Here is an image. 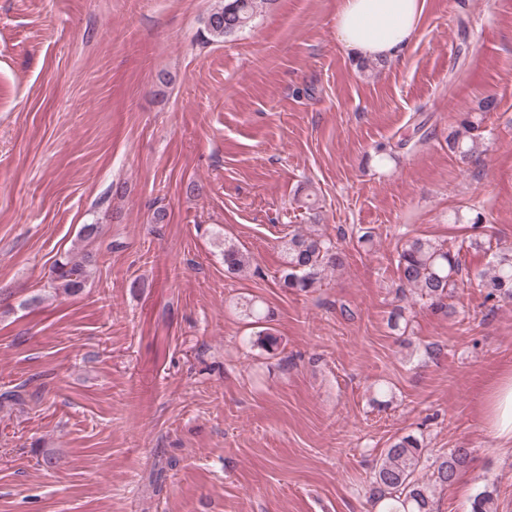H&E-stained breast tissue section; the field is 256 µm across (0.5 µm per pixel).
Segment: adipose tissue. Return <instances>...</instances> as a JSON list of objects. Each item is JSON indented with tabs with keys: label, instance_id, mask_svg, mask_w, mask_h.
I'll list each match as a JSON object with an SVG mask.
<instances>
[{
	"label": "adipose tissue",
	"instance_id": "ef3b65f1",
	"mask_svg": "<svg viewBox=\"0 0 512 512\" xmlns=\"http://www.w3.org/2000/svg\"><path fill=\"white\" fill-rule=\"evenodd\" d=\"M424 0H343L336 29L350 52L374 60L398 55L413 40ZM484 421L501 447L512 446V371L485 396Z\"/></svg>",
	"mask_w": 512,
	"mask_h": 512
}]
</instances>
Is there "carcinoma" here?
<instances>
[{
    "mask_svg": "<svg viewBox=\"0 0 512 512\" xmlns=\"http://www.w3.org/2000/svg\"><path fill=\"white\" fill-rule=\"evenodd\" d=\"M257 9L258 0H222L208 14L206 29L212 38L224 40L250 27ZM496 108V98H484L478 104V111L465 113L448 134V150L459 160L464 163L477 160L488 150L484 114ZM469 246L490 254L486 268L478 275L479 287L485 289L484 302L494 307L500 302H512V245L474 239ZM222 254L229 272H240L249 265V258L230 241H224ZM459 254L460 250L444 242L422 237L406 239L397 259L401 287L410 289L415 300L432 308L449 307L447 300L464 282ZM343 264V254L331 239L318 233L295 231L283 245L279 284L286 289L307 292L317 287L327 272ZM87 277L85 261L67 254L54 262L48 287L75 294L85 286ZM470 455L468 448H450L432 459L418 437L403 436L385 450L375 465L374 503L382 505L381 512H433L430 485L420 482L416 473L429 468L433 485L449 487L467 466ZM497 509L493 490L486 488L472 498L471 512H497Z\"/></svg>",
    "mask_w": 512,
    "mask_h": 512,
    "instance_id": "cac0c4a2",
    "label": "carcinoma"
}]
</instances>
